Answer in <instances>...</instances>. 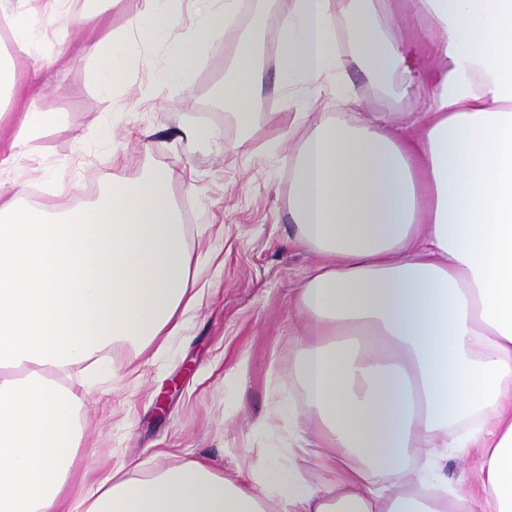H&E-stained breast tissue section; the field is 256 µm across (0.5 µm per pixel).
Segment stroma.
I'll use <instances>...</instances> for the list:
<instances>
[{"mask_svg":"<svg viewBox=\"0 0 512 512\" xmlns=\"http://www.w3.org/2000/svg\"><path fill=\"white\" fill-rule=\"evenodd\" d=\"M289 4L244 0L235 30L217 33L180 85L162 82V52L149 44L134 50L133 80L112 97H101L89 80L86 46L124 30L140 0H99L92 23L82 17V0H72L64 19L46 22L49 66L14 60L21 84L40 70L38 108L64 117L30 141L28 160L14 169L31 187L26 203L42 202L43 187L67 210L95 200L115 174L135 180L148 168L184 173L172 191L199 299L163 356L138 355L126 342L108 348L112 377L83 401L89 448L79 451L75 470L88 480L127 464L131 478L146 480L204 459L235 481L261 468L262 448L281 452L310 485L329 476L322 456L294 451L292 436L296 427L319 425L303 397L295 352L299 340L316 334L298 315L297 296L322 258L297 247L288 214L290 169L309 123L297 121L276 143L265 127L246 135L231 111L210 102L225 66L236 63L237 31L260 27L259 63L275 80L280 63L272 45ZM379 22L394 36L413 28L423 45L419 66L435 65L436 38L423 21L400 11L381 14ZM335 23L338 70L355 98L343 104L325 96L323 109L372 119L389 104L356 70L343 13ZM196 122L215 129L220 146L188 147L180 128Z\"/></svg>","mask_w":512,"mask_h":512,"instance_id":"1","label":"stroma"}]
</instances>
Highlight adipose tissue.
I'll return each mask as SVG.
<instances>
[{"instance_id": "obj_1", "label": "adipose tissue", "mask_w": 512, "mask_h": 512, "mask_svg": "<svg viewBox=\"0 0 512 512\" xmlns=\"http://www.w3.org/2000/svg\"><path fill=\"white\" fill-rule=\"evenodd\" d=\"M38 0H0L16 54L43 58ZM183 0H143L126 33L96 41L90 80L104 96L132 80L131 48H162L168 82L184 78L242 0H196L198 19L175 33ZM438 32L440 65L415 66L414 36L393 41L375 0H349L353 62L384 97L413 81L436 91L426 109L365 124L321 109L336 78L335 0H291L275 53L281 81L307 87L290 104L313 129L290 175L300 248L324 263L299 290L319 338L296 367L320 419L300 449H340L339 470L309 485L270 461L255 482L229 483L204 460L147 480L113 471L76 488L84 443L82 396L62 383L109 378L100 354L115 342L163 353L196 304L172 172L113 177L92 204L57 213L24 204L13 180L0 204V512H512V0H413ZM254 34L240 39L221 96L240 127L266 87ZM58 113L27 100L9 167ZM480 456L476 492H454L435 470L405 479L414 449Z\"/></svg>"}]
</instances>
